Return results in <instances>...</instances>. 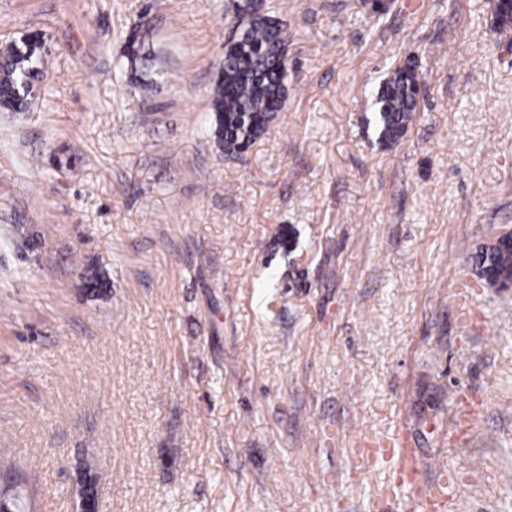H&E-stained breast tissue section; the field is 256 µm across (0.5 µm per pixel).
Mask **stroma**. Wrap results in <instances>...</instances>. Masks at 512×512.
Masks as SVG:
<instances>
[{
    "instance_id": "obj_1",
    "label": "stroma",
    "mask_w": 512,
    "mask_h": 512,
    "mask_svg": "<svg viewBox=\"0 0 512 512\" xmlns=\"http://www.w3.org/2000/svg\"><path fill=\"white\" fill-rule=\"evenodd\" d=\"M273 2L287 100L228 157L225 0H0V49L45 42L0 112V453L35 512H76L80 464L97 512H406L364 453L404 435L454 471L445 512H512V288L474 264L512 227V28L493 0ZM145 39L146 36H139L138 32H131L129 35L124 56L131 67H136L137 62L146 65V62L151 60L153 54L149 45L146 47ZM417 78L412 65L398 66L378 88L374 121L378 140L386 146L396 144L408 129L410 119L418 105Z\"/></svg>"
}]
</instances>
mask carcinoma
<instances>
[{"mask_svg":"<svg viewBox=\"0 0 512 512\" xmlns=\"http://www.w3.org/2000/svg\"><path fill=\"white\" fill-rule=\"evenodd\" d=\"M268 0H229L235 38L224 45V61L211 99L214 136L224 154L244 152L267 130L273 114L287 95L288 29L266 9ZM146 36L133 32L127 39L125 58L131 66L146 63L152 51ZM43 42L28 34L0 52V112H24L35 97L34 81ZM419 84L415 68L393 69L380 84L374 116L378 140L390 146L401 139L416 111ZM480 279L496 286L512 279V246L485 247L475 257Z\"/></svg>","mask_w":512,"mask_h":512,"instance_id":"obj_1","label":"carcinoma"}]
</instances>
